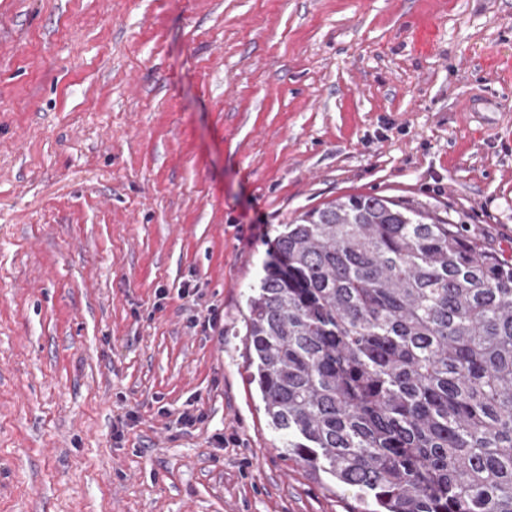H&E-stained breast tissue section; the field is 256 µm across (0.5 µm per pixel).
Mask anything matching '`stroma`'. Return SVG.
<instances>
[{
  "mask_svg": "<svg viewBox=\"0 0 512 512\" xmlns=\"http://www.w3.org/2000/svg\"><path fill=\"white\" fill-rule=\"evenodd\" d=\"M358 194L512 258V0H0V512H355L244 315Z\"/></svg>",
  "mask_w": 512,
  "mask_h": 512,
  "instance_id": "obj_1",
  "label": "stroma"
}]
</instances>
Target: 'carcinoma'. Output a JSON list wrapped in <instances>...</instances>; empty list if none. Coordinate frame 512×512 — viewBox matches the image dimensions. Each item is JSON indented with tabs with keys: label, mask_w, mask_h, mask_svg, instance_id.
Returning <instances> with one entry per match:
<instances>
[{
	"label": "carcinoma",
	"mask_w": 512,
	"mask_h": 512,
	"mask_svg": "<svg viewBox=\"0 0 512 512\" xmlns=\"http://www.w3.org/2000/svg\"><path fill=\"white\" fill-rule=\"evenodd\" d=\"M247 307L288 458L362 512H512V261L463 221L340 197L276 236Z\"/></svg>",
	"instance_id": "cac0c4a2"
}]
</instances>
